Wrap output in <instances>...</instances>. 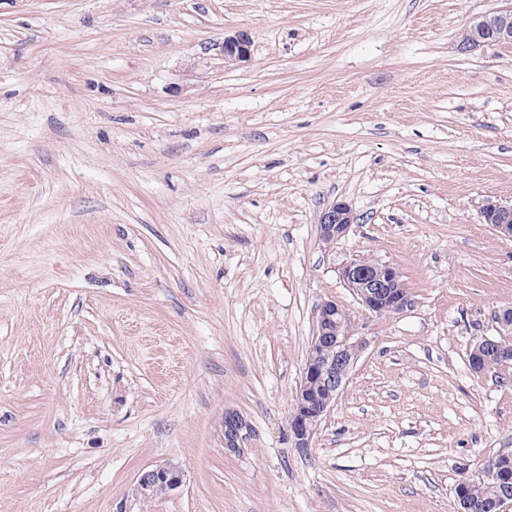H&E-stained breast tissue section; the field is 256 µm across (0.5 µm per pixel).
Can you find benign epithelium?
<instances>
[{
	"mask_svg": "<svg viewBox=\"0 0 512 512\" xmlns=\"http://www.w3.org/2000/svg\"><path fill=\"white\" fill-rule=\"evenodd\" d=\"M470 36L459 42L463 52L473 51L488 44H512V6L475 19L468 27ZM251 42L241 33L224 39L221 53L226 60L244 61L250 54ZM483 223L492 227L500 237L512 238V203L489 201L481 208ZM355 216L349 205L339 202L325 207L318 218V235L321 240H334L342 236ZM341 278L365 313L372 316L400 314L412 306V299L400 281L399 270L388 264L365 263L355 259L341 272ZM353 320L339 304L330 300L318 309L316 331L310 343L315 350L325 344L332 345L333 358L325 363H305L299 388L293 396V413L289 421V434L294 447H311L324 416L331 405L314 399L306 390L307 380L320 377L335 394H340L347 384L365 341L352 340ZM252 436V430L243 415L236 410L224 411V449L229 453L243 450ZM162 484L172 490L181 484V472L173 465H162L141 473L136 492L150 495L155 485Z\"/></svg>",
	"mask_w": 512,
	"mask_h": 512,
	"instance_id": "7a95c632",
	"label": "benign epithelium"
}]
</instances>
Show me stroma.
I'll return each instance as SVG.
<instances>
[{"mask_svg":"<svg viewBox=\"0 0 512 512\" xmlns=\"http://www.w3.org/2000/svg\"><path fill=\"white\" fill-rule=\"evenodd\" d=\"M512 0H0V512H458L512 452ZM247 33L250 56L225 60ZM355 217L325 244L323 208ZM396 267L403 313L340 272ZM365 340L289 437L317 309ZM253 434L224 450V412ZM173 463L181 484L135 495ZM470 36L459 42L463 52L473 51L488 43L512 44V6L476 18L467 28ZM464 31L461 39L469 33ZM251 42L247 35L241 33L224 39L221 53L225 60L245 61L250 54ZM480 213L483 223L490 224L498 236L512 238V203L486 201ZM341 278L366 314L395 315L412 306L410 294L394 266L355 259L342 269ZM499 347L497 350L492 352L482 351V357L480 360L482 364L485 365L480 367H472L470 368L475 372H486L494 370L496 371L499 367H506L510 365L512 366V342L506 340L502 336L499 338H495Z\"/></svg>","mask_w":512,"mask_h":512,"instance_id":"1","label":"stroma"}]
</instances>
